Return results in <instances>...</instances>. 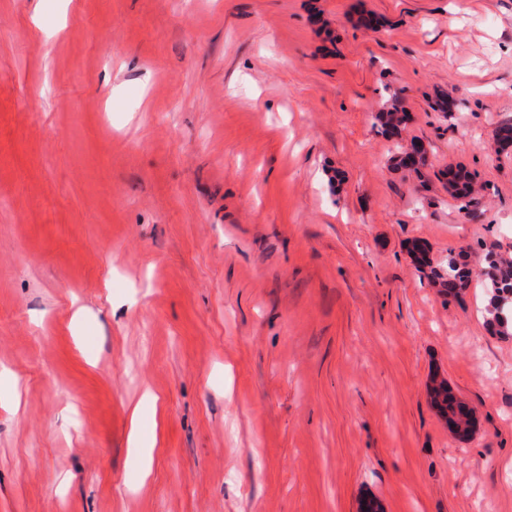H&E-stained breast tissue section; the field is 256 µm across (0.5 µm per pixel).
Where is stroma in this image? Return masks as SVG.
<instances>
[{
	"mask_svg": "<svg viewBox=\"0 0 512 512\" xmlns=\"http://www.w3.org/2000/svg\"><path fill=\"white\" fill-rule=\"evenodd\" d=\"M35 4L0 0V512H512V335L409 253L512 254V0ZM380 133L387 139L396 141L395 167L419 175L420 168L427 164V150L419 156V161L412 158V154L402 143V132L407 123V113L402 106L401 92L385 88L382 96V109L376 116ZM411 162V164H410ZM438 177L453 199L465 203L462 207L470 206L476 200L475 195L478 193V188L475 179L463 165L448 167V169L440 171ZM448 390L450 389L447 387V385H445L443 382H440L434 389V398L436 402H432L441 416L448 414L454 415L456 417V426L458 431L461 434L467 435L473 426V418L469 415H456L453 404L448 403L453 400L452 397L448 400ZM156 396L149 386L142 390L138 404L134 407L130 418V431L128 436L129 448L141 459L143 474L152 460V448L150 438L144 429L142 410L145 407H155Z\"/></svg>",
	"mask_w": 512,
	"mask_h": 512,
	"instance_id": "stroma-1",
	"label": "stroma"
}]
</instances>
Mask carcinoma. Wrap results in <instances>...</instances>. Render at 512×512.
<instances>
[{
    "label": "carcinoma",
    "mask_w": 512,
    "mask_h": 512,
    "mask_svg": "<svg viewBox=\"0 0 512 512\" xmlns=\"http://www.w3.org/2000/svg\"><path fill=\"white\" fill-rule=\"evenodd\" d=\"M380 133L387 139L396 141L395 167L409 173L420 174V168L427 164V153L420 154L419 159L403 144L402 132L407 123V113L402 106L401 92L385 89L382 96V109L376 116ZM496 144L501 150L512 146V119L502 120L496 129ZM439 180L444 183L448 194L455 200L469 206L474 203L478 193L473 175L462 165L449 167L438 173ZM418 270L427 273V277L449 296H457L469 287L473 271L469 264L459 255L448 254L447 266L437 268L432 265L429 250L411 251ZM479 276L488 291L484 308L488 327L496 334L507 335L512 332V305L500 308L496 304L499 295L512 292V256L493 251L484 256ZM434 406L439 414L456 415V426L460 433L467 435L473 426V418L469 415H457L453 404L448 402V387L439 383L434 389Z\"/></svg>",
    "instance_id": "carcinoma-1"
}]
</instances>
